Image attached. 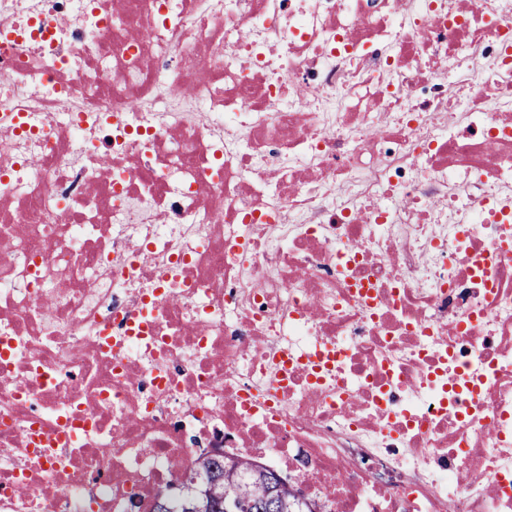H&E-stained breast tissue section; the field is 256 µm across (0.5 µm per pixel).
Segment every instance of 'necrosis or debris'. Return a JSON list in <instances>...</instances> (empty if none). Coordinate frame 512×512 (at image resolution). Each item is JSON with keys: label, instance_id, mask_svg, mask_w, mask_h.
I'll list each match as a JSON object with an SVG mask.
<instances>
[{"label": "necrosis or debris", "instance_id": "necrosis-or-debris-1", "mask_svg": "<svg viewBox=\"0 0 512 512\" xmlns=\"http://www.w3.org/2000/svg\"><path fill=\"white\" fill-rule=\"evenodd\" d=\"M207 448L512 512V0H0V512Z\"/></svg>", "mask_w": 512, "mask_h": 512}]
</instances>
